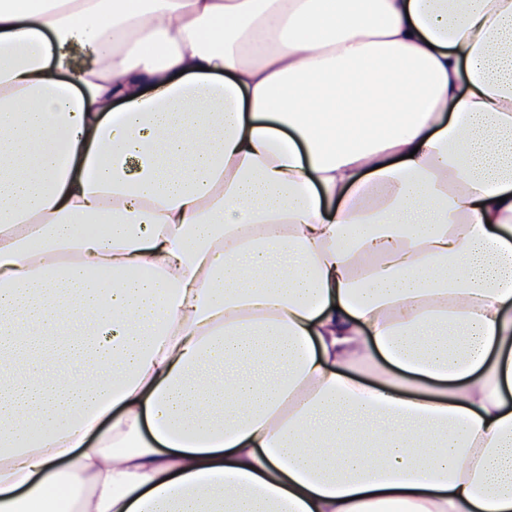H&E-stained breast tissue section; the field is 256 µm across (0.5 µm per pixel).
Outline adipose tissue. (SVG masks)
<instances>
[{"label":"adipose tissue","mask_w":512,"mask_h":512,"mask_svg":"<svg viewBox=\"0 0 512 512\" xmlns=\"http://www.w3.org/2000/svg\"><path fill=\"white\" fill-rule=\"evenodd\" d=\"M61 489L512 512V0H0V512Z\"/></svg>","instance_id":"1"}]
</instances>
